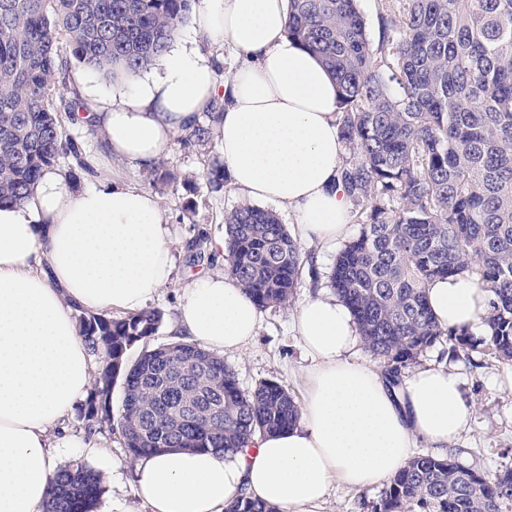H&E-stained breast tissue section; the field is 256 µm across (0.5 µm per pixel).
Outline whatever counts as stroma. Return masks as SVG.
I'll use <instances>...</instances> for the list:
<instances>
[{"instance_id":"obj_1","label":"stroma","mask_w":512,"mask_h":512,"mask_svg":"<svg viewBox=\"0 0 512 512\" xmlns=\"http://www.w3.org/2000/svg\"><path fill=\"white\" fill-rule=\"evenodd\" d=\"M67 133L80 141L85 157L96 162L94 173H86L72 159L62 160L60 169L67 173L71 193H79L97 181L150 189L151 184L143 169L104 155L98 132L87 128L67 126ZM221 161V144L211 140L206 146L183 148L171 144L162 159L164 169L175 173L176 183L161 194L164 215L170 223L175 268L170 281L161 288L153 300V308L164 312L165 319L151 345L173 342L172 325L181 291L192 275L201 272L220 273L224 261L212 258L198 264L191 263L189 246L198 236H214L224 231V214L237 207L242 194L225 184L215 192L209 187L203 173ZM193 176L191 184H184V176ZM339 245L312 247L314 268L303 271L296 290V300H303L313 290H329V276L334 266ZM224 362L236 374L242 390H252L264 381H275L284 386L294 397H301V373L307 362L300 349L292 327L291 309L267 307L262 311V327L258 336L239 353H227ZM421 363L452 365L461 375L466 398L476 401L478 411L468 431L452 447L454 460L461 466L484 474H495L512 468V390L502 387L503 363L491 356L473 352H452L448 341H441L427 350ZM106 453L92 458L91 463L104 476L105 492L97 512H148L147 507L135 496L132 488L134 465L123 445L119 431H102L94 437ZM383 485L351 490L333 484L326 501L318 512H373V507L383 492Z\"/></svg>"}]
</instances>
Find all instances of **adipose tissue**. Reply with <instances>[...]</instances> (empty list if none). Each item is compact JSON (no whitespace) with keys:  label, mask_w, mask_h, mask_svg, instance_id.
<instances>
[{"label":"adipose tissue","mask_w":512,"mask_h":512,"mask_svg":"<svg viewBox=\"0 0 512 512\" xmlns=\"http://www.w3.org/2000/svg\"><path fill=\"white\" fill-rule=\"evenodd\" d=\"M290 0H204L193 38L120 93L82 85L87 120L108 154L156 166L172 138L214 99L232 185L248 199L288 205L304 244L344 239L351 200L338 178L345 144L334 79L289 38ZM229 41L240 57L217 81L201 45ZM171 234L156 195L109 182L71 194L63 171H45L22 203L0 206V512H44L65 419L95 366L75 312L147 309L170 279ZM437 322L483 329L491 294L463 274L428 283ZM292 321L312 365L297 423L256 436L233 457L173 448L140 457L137 495L149 512H224L246 495L281 512H316L332 482L356 488L390 479L418 445L457 442L478 406L456 370L427 364L398 387L352 359L357 327L337 296L304 298ZM258 306L236 280L210 273L184 288L176 335L224 353L257 336Z\"/></svg>","instance_id":"obj_1"}]
</instances>
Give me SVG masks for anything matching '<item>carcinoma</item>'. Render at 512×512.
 Here are the masks:
<instances>
[{"instance_id":"cac0c4a2","label":"carcinoma","mask_w":512,"mask_h":512,"mask_svg":"<svg viewBox=\"0 0 512 512\" xmlns=\"http://www.w3.org/2000/svg\"><path fill=\"white\" fill-rule=\"evenodd\" d=\"M199 0H0V204L21 203L42 173L73 158L93 172L81 143L63 134L90 111L70 85L73 55L114 80L168 53ZM287 34L317 54L338 87L337 120L348 157L339 177L359 207V234L336 257L330 284L350 308L366 348L398 386L404 370L443 338L454 352L484 346L512 362V0H384L373 53L357 0H290ZM224 110L178 134L203 146ZM164 190L174 175L147 174ZM225 266L260 308L286 307L311 257L277 214L239 204L224 215ZM469 274L491 293L486 337L441 327L425 285ZM164 312L119 318L80 314L79 332L102 367L81 404L92 433L117 423L130 459L170 448L232 456L259 433L297 422L280 384L244 392L235 372L197 343L155 347ZM142 345L133 361L132 347ZM122 378L112 420L109 394ZM211 396L196 416L161 398ZM103 474L83 459L49 479L45 512H95ZM512 503V468L494 476L451 457L415 456L390 479L374 512H502ZM226 512H276L244 496Z\"/></svg>"}]
</instances>
